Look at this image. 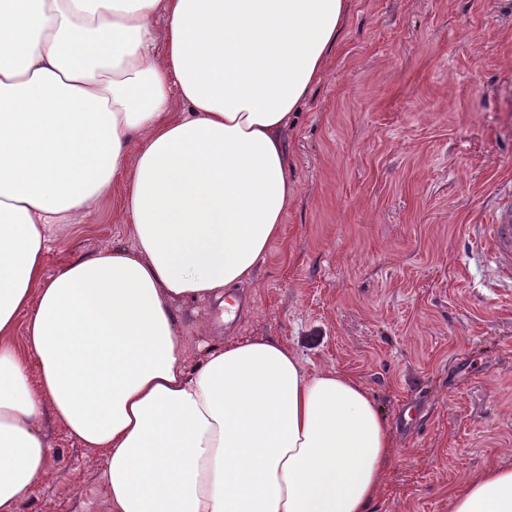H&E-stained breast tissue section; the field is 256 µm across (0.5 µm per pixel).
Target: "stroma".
<instances>
[{
    "mask_svg": "<svg viewBox=\"0 0 512 512\" xmlns=\"http://www.w3.org/2000/svg\"><path fill=\"white\" fill-rule=\"evenodd\" d=\"M296 192L242 303L184 306V359L275 337L364 381L395 456L372 512H449V486L512 467V288L477 249L512 193V0H352L285 133ZM119 192L44 259L127 243ZM21 512H107L105 454L48 423Z\"/></svg>",
    "mask_w": 512,
    "mask_h": 512,
    "instance_id": "1",
    "label": "stroma"
}]
</instances>
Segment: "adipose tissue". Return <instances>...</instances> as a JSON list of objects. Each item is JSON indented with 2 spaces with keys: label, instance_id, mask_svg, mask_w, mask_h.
I'll list each match as a JSON object with an SVG mask.
<instances>
[{
  "label": "adipose tissue",
  "instance_id": "ef3b65f1",
  "mask_svg": "<svg viewBox=\"0 0 512 512\" xmlns=\"http://www.w3.org/2000/svg\"><path fill=\"white\" fill-rule=\"evenodd\" d=\"M350 8L0 0V512L40 478L50 421L104 449L107 512H372L393 444L359 377L269 337L190 366L177 334L179 307L223 302L280 237L283 133ZM118 183L132 245L45 276L53 236ZM448 503L512 512V469Z\"/></svg>",
  "mask_w": 512,
  "mask_h": 512
}]
</instances>
